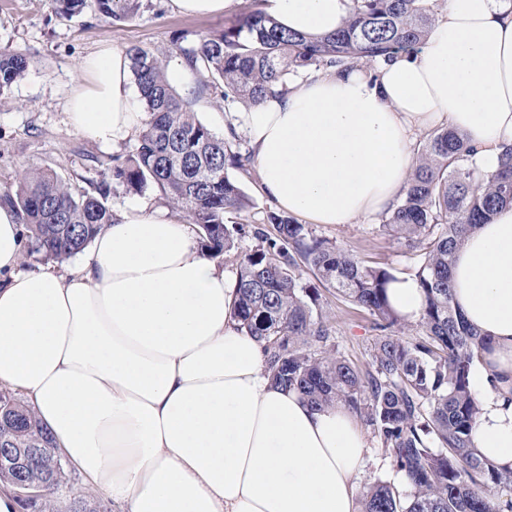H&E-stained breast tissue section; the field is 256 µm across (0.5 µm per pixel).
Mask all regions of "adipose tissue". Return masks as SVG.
Instances as JSON below:
<instances>
[{
    "mask_svg": "<svg viewBox=\"0 0 512 512\" xmlns=\"http://www.w3.org/2000/svg\"><path fill=\"white\" fill-rule=\"evenodd\" d=\"M352 0H263L281 26L321 36ZM423 45L373 71L315 72L236 113L266 195L314 224L378 218L400 201L417 136L465 134L495 173L512 145V7L444 0ZM65 108L103 144L144 114L130 61L80 65ZM23 227L0 202V389L23 397L55 452L112 512H360L368 442L353 414L272 383L234 315L232 267L191 224L147 204L115 213L66 270L22 268ZM453 306L492 349L472 373L478 452L512 467V206L456 252Z\"/></svg>",
    "mask_w": 512,
    "mask_h": 512,
    "instance_id": "adipose-tissue-1",
    "label": "adipose tissue"
}]
</instances>
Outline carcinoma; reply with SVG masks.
I'll use <instances>...</instances> for the list:
<instances>
[{"mask_svg": "<svg viewBox=\"0 0 512 512\" xmlns=\"http://www.w3.org/2000/svg\"><path fill=\"white\" fill-rule=\"evenodd\" d=\"M52 2L70 17L87 7V0ZM94 6L102 19L117 24L135 19L143 0H95ZM434 23L427 0H354L342 27L307 37L256 9L228 21L222 31L177 38L180 58L197 76L190 97L169 77L171 49L131 47L126 54L147 119L132 148L113 158V182L102 179L94 191L76 194L54 171L26 169L0 201L17 210L28 232V255L47 263L84 251L112 223V187L133 194L158 191L166 207L197 226L202 251L232 257L237 317L265 343L272 380L317 407L346 406L373 427L405 476L406 490L388 481L371 485L362 495V512H512V469L479 456L472 442L479 413L472 371L491 341L457 315L451 293L453 254L497 208L512 205V146L504 150L501 168L486 175L468 164L469 142L446 127L421 143L407 190L381 224L419 250L414 279L424 307L418 333L404 337V320L388 300L395 280L389 269L363 263L290 215L267 212L272 234L230 220L252 203L228 169L250 173L252 153L241 148L232 122L219 135L194 109L196 99L214 90L230 113L257 103L274 85L287 91L293 77L310 69L342 72L390 61L421 44ZM29 65L20 52H0V99L25 78ZM246 237L254 245L243 248ZM302 264L320 284L373 317L379 336L368 368L330 343L329 328L313 311L317 288L302 282ZM7 448L40 450L26 483L63 480V465L34 412L1 393L0 453Z\"/></svg>", "mask_w": 512, "mask_h": 512, "instance_id": "carcinoma-1", "label": "carcinoma"}]
</instances>
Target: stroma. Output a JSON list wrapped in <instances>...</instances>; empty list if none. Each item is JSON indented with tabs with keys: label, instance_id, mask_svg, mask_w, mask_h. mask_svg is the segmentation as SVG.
Instances as JSON below:
<instances>
[{
	"label": "stroma",
	"instance_id": "stroma-1",
	"mask_svg": "<svg viewBox=\"0 0 512 512\" xmlns=\"http://www.w3.org/2000/svg\"><path fill=\"white\" fill-rule=\"evenodd\" d=\"M224 23L221 16L178 14L169 0H149L136 19L120 25L100 19L90 8L67 18L55 12L50 0H0V51H19L30 60L26 77L0 103V192L13 188L22 169L40 167L53 170L81 193L111 168L114 155L129 150L126 142L106 146L82 136L68 122L64 105L85 57L107 46L168 47L180 34L216 31ZM311 230L398 276L410 275L417 262L415 250L366 220L315 224ZM314 312L325 319L339 351L367 367L376 336L371 316L323 286Z\"/></svg>",
	"mask_w": 512,
	"mask_h": 512
}]
</instances>
